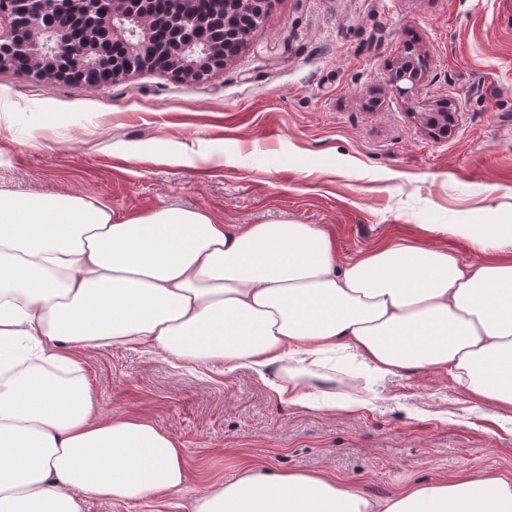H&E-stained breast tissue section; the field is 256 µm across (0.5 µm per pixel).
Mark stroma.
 Listing matches in <instances>:
<instances>
[{"mask_svg":"<svg viewBox=\"0 0 512 512\" xmlns=\"http://www.w3.org/2000/svg\"><path fill=\"white\" fill-rule=\"evenodd\" d=\"M420 57L416 92L391 70ZM448 104L450 134L427 124ZM0 187L77 194L114 213L162 205L217 224L324 227L340 262L408 240L468 262L452 224H512V0H275L201 80L146 69L100 87L0 68ZM104 411L184 450L181 494L85 512H191L248 468L325 473L384 500L468 473L512 476V413L445 372L370 384L366 406L282 403L273 371L190 368L126 347L82 351Z\"/></svg>","mask_w":512,"mask_h":512,"instance_id":"35a3bbf8","label":"stroma"}]
</instances>
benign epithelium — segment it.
I'll return each instance as SVG.
<instances>
[{
	"label": "benign epithelium",
	"instance_id": "benign-epithelium-1",
	"mask_svg": "<svg viewBox=\"0 0 512 512\" xmlns=\"http://www.w3.org/2000/svg\"><path fill=\"white\" fill-rule=\"evenodd\" d=\"M90 0H66L65 6L55 12L53 24L45 29L39 22H31L19 29L13 22L11 10L13 0H0V16L5 15L10 22V35L0 41V65L5 66L16 50L27 53L36 66L34 74L46 68L55 73L67 72L66 67H57L63 61L77 68L94 65L100 69H110L109 80L128 75L148 67H161L178 79H201L214 71L215 65H224V45L210 43L199 45L194 40L172 44L165 49L164 62L158 63L157 47L153 30L146 17L135 13L131 0H110L111 8L99 15L92 14L88 7ZM82 13L88 19V28L82 41L72 38V12ZM112 36L123 51V65L118 61H108L99 51V35ZM419 72L398 70L392 77V84L402 95L413 93L418 85Z\"/></svg>",
	"mask_w": 512,
	"mask_h": 512
}]
</instances>
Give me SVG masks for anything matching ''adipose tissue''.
I'll return each instance as SVG.
<instances>
[{"label":"adipose tissue","instance_id":"1","mask_svg":"<svg viewBox=\"0 0 512 512\" xmlns=\"http://www.w3.org/2000/svg\"><path fill=\"white\" fill-rule=\"evenodd\" d=\"M478 260L424 242L338 264L314 224H217L198 208L119 216L79 195L0 188V512H84L180 492L184 452L137 417L102 411L76 348H150L188 365L275 368L278 397L325 384L342 349L367 379L447 372L512 410V224H459ZM192 512H512V478L477 474L375 501L329 475L246 470Z\"/></svg>","mask_w":512,"mask_h":512}]
</instances>
